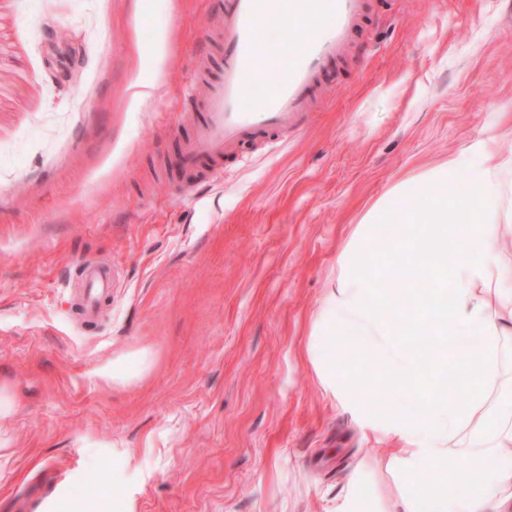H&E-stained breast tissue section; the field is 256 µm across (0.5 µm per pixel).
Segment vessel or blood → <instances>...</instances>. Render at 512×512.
I'll use <instances>...</instances> for the list:
<instances>
[{
	"label": "vessel or blood",
	"mask_w": 512,
	"mask_h": 512,
	"mask_svg": "<svg viewBox=\"0 0 512 512\" xmlns=\"http://www.w3.org/2000/svg\"><path fill=\"white\" fill-rule=\"evenodd\" d=\"M289 16L300 28L299 45L265 40V30ZM367 0H226L220 23L224 55L221 74L206 84L204 120L185 142V169L203 170L206 181L221 178L216 160L243 145L304 125L323 72L342 59L361 33ZM264 73L261 86L251 77ZM85 289L72 305L74 313L94 321L112 288L109 268L87 263L80 271Z\"/></svg>",
	"instance_id": "1"
}]
</instances>
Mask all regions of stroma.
Returning <instances> with one entry per match:
<instances>
[{
  "label": "stroma",
  "instance_id": "stroma-1",
  "mask_svg": "<svg viewBox=\"0 0 512 512\" xmlns=\"http://www.w3.org/2000/svg\"><path fill=\"white\" fill-rule=\"evenodd\" d=\"M224 0H0V512H393L401 443L328 367L364 211L490 124L512 156V0H373L306 124L186 199L184 92ZM150 97H137L142 85ZM111 264L101 321L71 290ZM122 361L134 382L107 380Z\"/></svg>",
  "mask_w": 512,
  "mask_h": 512
}]
</instances>
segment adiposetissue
Returning a JSON list of instances; mask_svg holds the SVG:
<instances>
[{
    "label": "adipose tissue",
    "mask_w": 512,
    "mask_h": 512,
    "mask_svg": "<svg viewBox=\"0 0 512 512\" xmlns=\"http://www.w3.org/2000/svg\"><path fill=\"white\" fill-rule=\"evenodd\" d=\"M497 139L487 127L466 150L375 201L339 255L336 287L323 302L341 333L334 354L358 367L349 378L354 392L408 444L399 465L415 493L401 496L399 512H512V264L498 249L512 234V189L502 178L512 158L494 151ZM409 196L419 209L400 207ZM381 224L425 231L410 253L409 236L382 243ZM406 310L441 323L435 351L363 354L345 338L391 335L392 316ZM371 363L378 373L367 372ZM389 383L428 385L422 429L402 424L384 395ZM452 457L467 461V475L449 474Z\"/></svg>",
    "instance_id": "adipose-tissue-1"
}]
</instances>
